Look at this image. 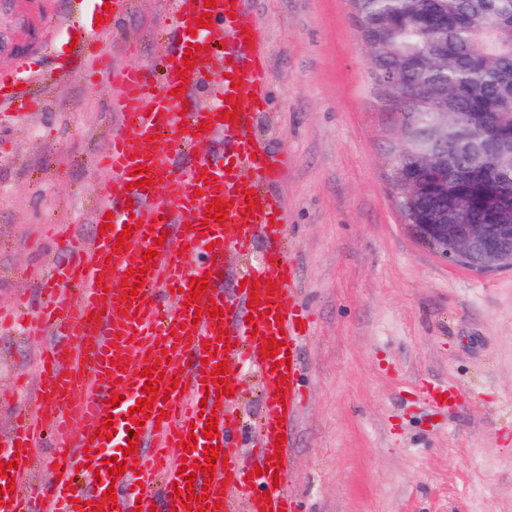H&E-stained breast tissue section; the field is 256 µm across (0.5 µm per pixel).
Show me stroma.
<instances>
[{
    "mask_svg": "<svg viewBox=\"0 0 512 512\" xmlns=\"http://www.w3.org/2000/svg\"><path fill=\"white\" fill-rule=\"evenodd\" d=\"M22 57L49 70L67 47L53 0H16ZM270 47L256 124L286 156L278 191L312 308L304 403L287 480L299 512H512V269L448 263L411 233L392 178L404 113L375 80L348 0H254ZM165 0H132L102 43L115 66H158ZM42 112L0 135V309L39 299L55 227L89 234L97 167L118 128L112 78L45 88ZM41 339L0 333V432L31 407ZM426 382L462 398L447 417L409 403Z\"/></svg>",
    "mask_w": 512,
    "mask_h": 512,
    "instance_id": "35a3bbf8",
    "label": "stroma"
}]
</instances>
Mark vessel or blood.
<instances>
[{
  "instance_id": "b4317fda",
  "label": "vessel or blood",
  "mask_w": 512,
  "mask_h": 512,
  "mask_svg": "<svg viewBox=\"0 0 512 512\" xmlns=\"http://www.w3.org/2000/svg\"><path fill=\"white\" fill-rule=\"evenodd\" d=\"M82 2L95 22L84 32L75 64L58 72L73 76L86 64L111 73L121 129L103 160L109 180L93 210L91 234L64 237V258L38 281L44 302L25 315L28 331L52 341L38 359L39 398L0 436V463L9 467L0 476V512H94L110 485L119 512H188L189 496L176 493L186 482L182 468L215 447L221 458L214 476L197 471L191 494L206 497L209 512H298L295 491L273 475L290 454L303 401L301 352L311 339L312 313L299 296V270L286 248L287 217L271 190L284 169L252 132L256 113L268 106L269 58L251 0H215L210 9L205 0H171L173 23L165 31L158 81L146 65L113 69L98 45L124 18L129 0ZM206 12L211 27L189 41V29ZM189 49L196 60L188 71L182 61ZM31 65L26 59L16 73L0 72V109L10 115L44 107L41 97L18 90ZM233 106L238 115L226 120ZM198 140L223 143L224 151L178 163L177 147ZM141 164L147 184L137 188L132 173ZM216 199L226 206L220 222L206 218ZM125 229L131 237L124 241ZM259 237L266 255L225 286L227 253L247 255ZM152 248L157 255L143 287L124 293L128 268ZM195 278L208 281L197 297L190 291ZM214 306L219 316L210 315ZM271 338L283 344L266 359L262 350ZM116 360L125 361L124 370L111 369ZM221 362L246 365L266 382L253 429L240 414L243 377L229 375L223 397L212 382ZM149 380L164 395L150 409L135 454L121 456L125 473L110 478L106 461L127 447V430L135 425L129 411ZM117 393L122 401L115 406ZM459 395L455 386L431 382L416 393L440 414ZM213 412L219 435L209 439L203 429ZM75 417L82 429L73 440L68 425ZM107 422L115 431L109 440L97 435ZM194 428L196 448L187 455L181 444ZM47 432L56 436L53 474L22 499L31 452ZM280 434L285 441L278 448ZM11 481L16 491H7Z\"/></svg>"
}]
</instances>
